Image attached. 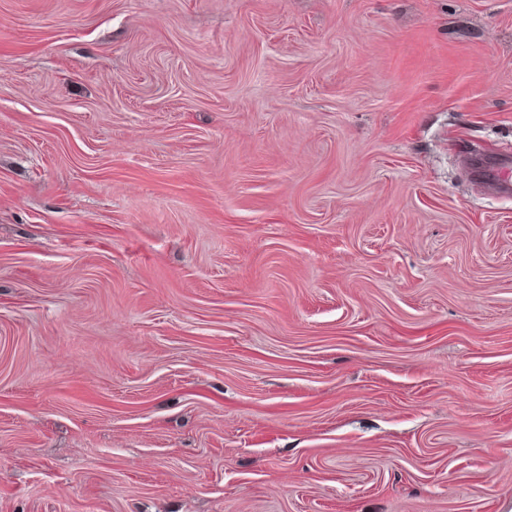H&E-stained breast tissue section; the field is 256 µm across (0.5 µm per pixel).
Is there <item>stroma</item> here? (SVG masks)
I'll list each match as a JSON object with an SVG mask.
<instances>
[{"label":"stroma","instance_id":"35a3bbf8","mask_svg":"<svg viewBox=\"0 0 512 512\" xmlns=\"http://www.w3.org/2000/svg\"><path fill=\"white\" fill-rule=\"evenodd\" d=\"M512 0H0V512H512Z\"/></svg>","mask_w":512,"mask_h":512}]
</instances>
